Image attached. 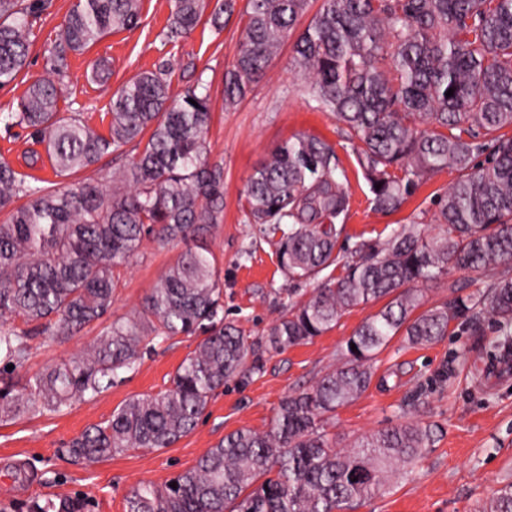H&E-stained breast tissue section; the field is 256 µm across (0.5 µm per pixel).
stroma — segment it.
Listing matches in <instances>:
<instances>
[{
    "label": "stroma",
    "instance_id": "35a3bbf8",
    "mask_svg": "<svg viewBox=\"0 0 512 512\" xmlns=\"http://www.w3.org/2000/svg\"><path fill=\"white\" fill-rule=\"evenodd\" d=\"M74 3L48 0L33 27L26 67L12 85L0 89V112L14 111L27 86L48 76V48ZM169 15L170 0H142L136 28L110 34L71 56L58 107L80 114L104 132L113 91L140 72L166 68L176 94L199 80L208 84L212 119L207 142L210 159L224 163V222L205 243L224 270V317L243 330L262 370L226 383L196 429L171 447L130 450L91 465L73 461L65 443L107 420L130 398L165 390L195 350L198 337L156 344L121 382L92 400L74 402L56 414L0 421V512H27L34 501L66 500L82 501L83 512H126V497L140 483L164 484L230 432L267 430L284 396L311 386L341 363L346 340L380 310V303L345 312L333 329L308 344L274 352L261 343L289 289L306 296L313 288L312 283L288 279L278 263L276 235L251 223L241 202L249 177L289 138L315 135L336 149L348 176L349 210L339 240L346 255L362 241L385 240L401 224L417 225L422 234L433 235L437 200L457 178L448 169L428 174L399 210H375L357 161L359 145L348 140L333 113L312 108L305 80L292 62V41L283 43L252 91L228 108L224 73L241 37L238 17H231L220 31L199 23L190 34L170 42L163 34ZM100 62L111 71L104 84L92 78ZM183 249L180 243L162 245L145 238L137 256L120 271L113 318L137 316L159 276ZM100 331L94 325L66 340L33 339L29 359L14 373V381L26 383L93 343ZM507 348L512 349V327L484 316L451 324L447 336L426 347H409L404 336H395L377 355L369 388L337 409L328 423L330 437L344 448L378 430L416 422L431 427L434 443L357 512H483L512 483V372L498 368Z\"/></svg>",
    "mask_w": 512,
    "mask_h": 512
}]
</instances>
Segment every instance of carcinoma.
<instances>
[{"mask_svg":"<svg viewBox=\"0 0 512 512\" xmlns=\"http://www.w3.org/2000/svg\"><path fill=\"white\" fill-rule=\"evenodd\" d=\"M309 2L246 0L224 105L260 81ZM207 6L171 0L166 38L190 33ZM235 6L216 0L210 25L223 30ZM39 8L37 0H0V88L27 64ZM141 9L142 0H76L48 50L50 73L66 76L70 56L136 27ZM293 60L315 109L334 113L361 143L358 161L374 209L398 210L431 172L451 169L458 178L438 199L436 234L423 237L401 224L383 241L357 244L346 259L336 252L343 231L336 220L348 212V178L331 144L295 136L255 170L244 207L252 223L281 233L277 255L288 278L314 281L341 268L307 298L288 293L265 345L286 351L330 331L350 309L386 303L348 338L341 366L280 401L268 430L224 435L172 478L176 487L133 489L126 512H351L432 442L429 430L405 423L335 448L325 425L368 389L376 356L399 334L429 346L455 320L488 314L512 322V136L501 133L512 128V0H322L293 44ZM58 101L55 81L38 79L16 111L0 113L5 128L25 127L45 145L55 175H74L130 144L136 154L102 183L66 185L0 161V211H9L0 223V420L93 399L151 343L200 336L168 388L129 399L65 451L96 463L168 448L195 429L244 366L262 369L242 330L224 321L223 267L202 246L187 248L165 270L141 316L112 319L115 270L144 238L188 243L224 221V166L209 159L206 144L210 96L202 84L175 96L165 69L143 71L113 92L106 134L60 115ZM19 198L26 202L17 206ZM451 268L484 281L485 290L414 315L424 304L415 285ZM93 324L103 329L87 350L16 386L6 367L28 360L31 339L66 338ZM487 512H512V485Z\"/></svg>","mask_w":512,"mask_h":512,"instance_id":"carcinoma-1","label":"carcinoma"}]
</instances>
